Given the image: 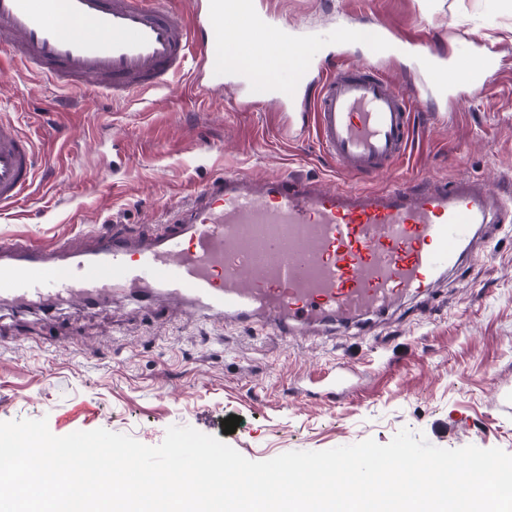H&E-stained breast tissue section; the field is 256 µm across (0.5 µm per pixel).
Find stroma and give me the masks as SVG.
Segmentation results:
<instances>
[{
    "label": "stroma",
    "mask_w": 512,
    "mask_h": 512,
    "mask_svg": "<svg viewBox=\"0 0 512 512\" xmlns=\"http://www.w3.org/2000/svg\"><path fill=\"white\" fill-rule=\"evenodd\" d=\"M256 5L336 66L371 65L407 95L428 80L412 57L342 44L338 33L378 24L428 43L442 61L492 54L499 65L482 72L480 93L435 90L415 106L401 161L343 174L319 145L304 88L285 73L263 99L253 97L251 76L233 71L222 90L204 94L190 61L167 88L118 99L65 96L0 61V119L32 139L39 168L30 196L0 209V241L79 243L101 228L148 239L170 208L235 170L369 190L469 176L512 199V0ZM232 415L241 422L224 433ZM40 418L57 436L103 428L147 446L188 426L252 461L369 438L385 444L404 428L441 448L512 454V223L483 225L461 265L397 308L289 338L127 296L108 309L65 300L0 307V421Z\"/></svg>",
    "instance_id": "obj_1"
}]
</instances>
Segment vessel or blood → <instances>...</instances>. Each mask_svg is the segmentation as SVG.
Returning <instances> with one entry per match:
<instances>
[{"mask_svg":"<svg viewBox=\"0 0 512 512\" xmlns=\"http://www.w3.org/2000/svg\"><path fill=\"white\" fill-rule=\"evenodd\" d=\"M269 30L254 0H207L205 16L189 20L161 0H0V48L13 62L59 89L115 97L168 85L190 58L207 89L220 88L225 47ZM313 107L318 141L341 172L405 156L413 103L370 66L322 76ZM34 177L31 139L0 121V206L24 201ZM511 222L512 204L479 181L424 176L373 192L227 172L147 241L105 231L83 249L1 241L0 302L163 298L219 319L257 318L285 336L398 305L461 263L477 226Z\"/></svg>","mask_w":512,"mask_h":512,"instance_id":"obj_1","label":"vessel or blood"}]
</instances>
